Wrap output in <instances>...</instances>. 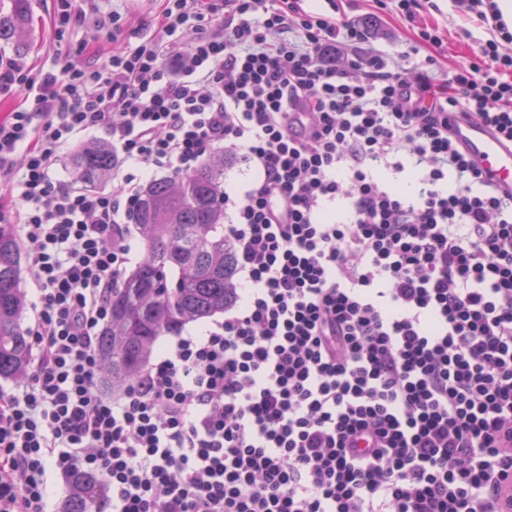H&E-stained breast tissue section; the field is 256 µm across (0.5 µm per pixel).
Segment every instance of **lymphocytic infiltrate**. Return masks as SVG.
Returning <instances> with one entry per match:
<instances>
[{
	"label": "lymphocytic infiltrate",
	"mask_w": 512,
	"mask_h": 512,
	"mask_svg": "<svg viewBox=\"0 0 512 512\" xmlns=\"http://www.w3.org/2000/svg\"><path fill=\"white\" fill-rule=\"evenodd\" d=\"M162 0V38L29 76L0 119V175L37 296L27 381L0 387V512H47L48 471H98L112 512H503L512 496V191L449 114L512 143V29L442 68L421 0L401 56L342 0ZM112 143L110 189L55 179L63 147ZM233 153L223 320L176 337L119 400L96 338L141 254L145 175Z\"/></svg>",
	"instance_id": "1"
}]
</instances>
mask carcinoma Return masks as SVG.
I'll list each match as a JSON object with an SVG mask.
<instances>
[{
	"mask_svg": "<svg viewBox=\"0 0 512 512\" xmlns=\"http://www.w3.org/2000/svg\"><path fill=\"white\" fill-rule=\"evenodd\" d=\"M0 12V43L21 50L28 0ZM74 180L96 187L112 175V151L102 143L76 149L69 160ZM224 155H213L183 177L151 181L134 212L143 257L112 293L110 320L101 329V378L122 391L149 365L158 339L190 322L224 311L235 298L236 260L224 241ZM21 252L12 230L0 226V378L25 377L31 339L22 311ZM101 477L80 465L65 473L60 512H106Z\"/></svg>",
	"mask_w": 512,
	"mask_h": 512,
	"instance_id": "cac0c4a2",
	"label": "carcinoma"
}]
</instances>
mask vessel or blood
Here are the masks:
<instances>
[{
  "label": "vessel or blood",
  "instance_id": "vessel-or-blood-1",
  "mask_svg": "<svg viewBox=\"0 0 512 512\" xmlns=\"http://www.w3.org/2000/svg\"><path fill=\"white\" fill-rule=\"evenodd\" d=\"M453 138L465 156L501 190H512V146L487 126L462 122L453 129Z\"/></svg>",
  "mask_w": 512,
  "mask_h": 512
}]
</instances>
